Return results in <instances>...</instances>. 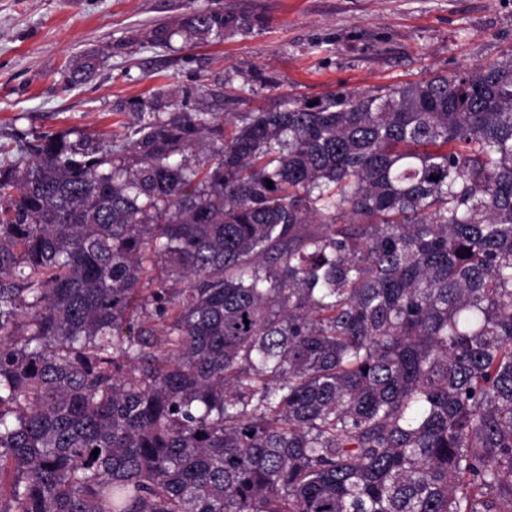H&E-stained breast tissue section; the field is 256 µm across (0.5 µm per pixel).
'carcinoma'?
Here are the masks:
<instances>
[{"instance_id":"1","label":"carcinoma","mask_w":512,"mask_h":512,"mask_svg":"<svg viewBox=\"0 0 512 512\" xmlns=\"http://www.w3.org/2000/svg\"><path fill=\"white\" fill-rule=\"evenodd\" d=\"M162 100L0 146V512H512V50Z\"/></svg>"}]
</instances>
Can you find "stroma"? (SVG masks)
Wrapping results in <instances>:
<instances>
[{"label": "stroma", "mask_w": 512, "mask_h": 512, "mask_svg": "<svg viewBox=\"0 0 512 512\" xmlns=\"http://www.w3.org/2000/svg\"><path fill=\"white\" fill-rule=\"evenodd\" d=\"M248 30L189 36L200 9ZM168 27L152 46L146 32ZM512 49V0H0V145L45 132L125 134L116 114L165 91L188 112L278 111L348 89L454 74ZM102 64L70 86L69 60Z\"/></svg>", "instance_id": "1"}]
</instances>
